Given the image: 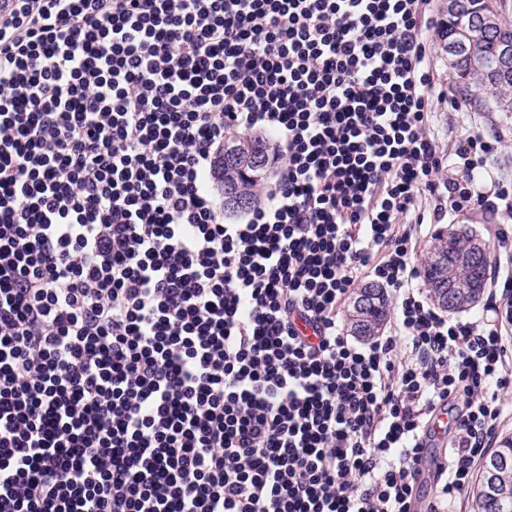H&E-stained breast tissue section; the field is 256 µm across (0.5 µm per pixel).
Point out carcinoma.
Listing matches in <instances>:
<instances>
[{"instance_id": "1", "label": "carcinoma", "mask_w": 512, "mask_h": 512, "mask_svg": "<svg viewBox=\"0 0 512 512\" xmlns=\"http://www.w3.org/2000/svg\"><path fill=\"white\" fill-rule=\"evenodd\" d=\"M459 14L450 15L444 22L445 31L441 38L442 48L447 49L459 38L458 19L461 16L471 21L470 36L465 39L464 58L454 65L453 70L460 81L477 92L490 96L498 111L512 112V68L506 72L497 71L501 50L506 45L512 46V24L501 18L500 12H495V24L489 26L482 22L486 12L483 0H456ZM224 146L241 158L257 152L263 155V171H268L275 164V149L271 139L265 134H241L232 137ZM264 177L247 179L238 163L219 161L218 183L222 194L230 190L240 191L245 200V206H224L230 212H246L259 202L255 187ZM474 236L462 230L451 239L444 238L442 233L435 234L427 260L423 264V277L428 287H433L444 271H451V281L455 288L451 289L452 307L460 311L474 303L473 281L478 273L469 265H454L450 268L442 266V262L451 261L460 255L468 253L473 244ZM376 290L374 305L358 310L351 308L349 313L350 326L359 329L362 338L377 336L382 331L388 315L389 302L383 288L376 284H365L361 289ZM507 457L511 460L506 467L496 470L493 477L495 490L491 491L486 485L487 467L495 459ZM477 512H512V439L507 437L501 441L500 448L486 457L479 468L478 479L472 488Z\"/></svg>"}]
</instances>
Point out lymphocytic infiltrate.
Here are the masks:
<instances>
[{
	"mask_svg": "<svg viewBox=\"0 0 512 512\" xmlns=\"http://www.w3.org/2000/svg\"><path fill=\"white\" fill-rule=\"evenodd\" d=\"M429 0H12L0 14V512H411L429 422L451 500L512 386L488 317L413 285L435 221L512 214L466 135L426 131ZM269 130V201L224 221L229 133ZM370 276L394 332L358 344ZM411 352L397 359L401 339ZM366 282H371L370 280H362L358 282L355 285V288L352 290V292L349 294L348 298L346 299L345 303L341 306L339 310V320L344 325L345 332L349 335H352V333L349 331V328L347 326L346 321V314L347 309L351 305V300L354 296V291L357 289L355 294L360 293L362 290L367 288H374L376 290V299L374 305L371 307L365 309V310H357L355 307H351L350 313H349V324L350 327L357 326L359 329V335L355 336L361 340L362 338H371L373 336H377L382 331L386 321V325L383 329V335L385 336L388 333L389 330V318L392 317L393 314V308L395 304V298L392 296L390 290L387 288V294L389 296L390 300V314H389V302L388 297L386 293L384 292L383 288L376 284H365ZM362 285V286H361ZM361 286V287H360ZM360 287V288H359ZM359 291V292H358ZM389 315V317H388ZM388 318V320H387ZM354 336V335H352ZM362 337V338H361Z\"/></svg>",
	"mask_w": 512,
	"mask_h": 512,
	"instance_id": "1",
	"label": "lymphocytic infiltrate"
}]
</instances>
